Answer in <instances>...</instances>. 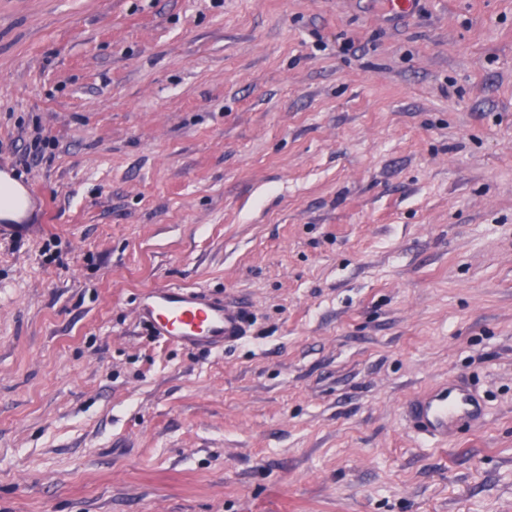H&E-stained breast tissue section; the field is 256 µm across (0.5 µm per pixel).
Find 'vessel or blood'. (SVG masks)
Segmentation results:
<instances>
[{
    "instance_id": "b4317fda",
    "label": "vessel or blood",
    "mask_w": 512,
    "mask_h": 512,
    "mask_svg": "<svg viewBox=\"0 0 512 512\" xmlns=\"http://www.w3.org/2000/svg\"><path fill=\"white\" fill-rule=\"evenodd\" d=\"M0 187L8 189L0 200V220L22 217L36 188L17 190L0 175ZM137 314L156 337L186 349L221 348L243 336L247 316L241 308L225 305L192 288L168 285L147 289L137 305ZM408 425L426 439L447 443L459 429L480 427L485 407L480 397L464 382L451 380L435 385L405 402Z\"/></svg>"
}]
</instances>
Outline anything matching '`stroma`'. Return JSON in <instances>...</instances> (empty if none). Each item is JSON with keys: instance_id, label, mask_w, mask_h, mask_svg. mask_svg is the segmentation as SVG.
<instances>
[{"instance_id": "35a3bbf8", "label": "stroma", "mask_w": 512, "mask_h": 512, "mask_svg": "<svg viewBox=\"0 0 512 512\" xmlns=\"http://www.w3.org/2000/svg\"><path fill=\"white\" fill-rule=\"evenodd\" d=\"M0 166V512H512V0H0ZM8 173L0 167V187L9 191L8 197L2 194L1 200V218L2 222L16 221L15 219L22 217L28 210L30 201L33 197L39 195L34 185L22 191H18L15 186L6 177ZM137 314L160 340L186 349L224 347L243 336L247 324L241 308L180 285L144 291ZM408 426L426 439L448 443L461 428H478L485 420L480 397L464 382L448 380L405 402Z\"/></svg>"}]
</instances>
